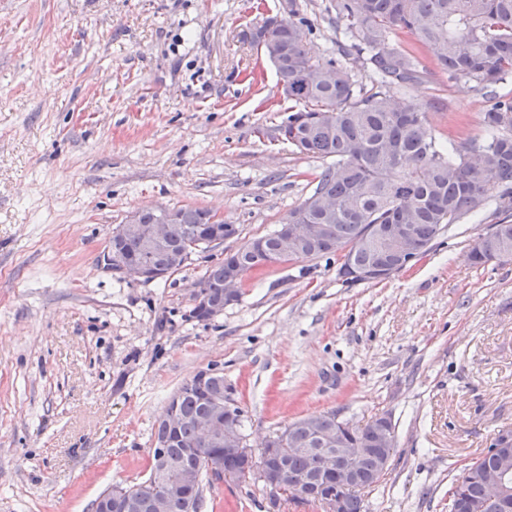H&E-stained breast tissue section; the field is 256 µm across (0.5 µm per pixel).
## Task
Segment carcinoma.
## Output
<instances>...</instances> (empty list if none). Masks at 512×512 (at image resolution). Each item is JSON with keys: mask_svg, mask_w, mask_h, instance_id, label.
Wrapping results in <instances>:
<instances>
[{"mask_svg": "<svg viewBox=\"0 0 512 512\" xmlns=\"http://www.w3.org/2000/svg\"><path fill=\"white\" fill-rule=\"evenodd\" d=\"M330 24L340 38L331 57L314 55L307 41L308 22L288 0V29L282 38L278 79L298 86L295 108L278 126L281 140L303 155L327 161L314 174L309 195L288 213L300 212L312 224H328L330 235L300 248L298 259L335 255L336 247H350L354 267H392L399 261L386 245L391 226L407 232L413 243L431 249L433 242L453 224L476 213L489 186L500 188L497 209L512 210V99L496 100L483 113V137L464 145L454 142L434 126L406 96V90L423 82L435 65L448 76L465 78L478 90L512 79V0H331ZM406 30L417 37L418 49H405L396 41ZM362 62L370 85L355 79L353 61ZM336 200V209L316 208L315 197ZM172 225L175 242H201L212 226L211 211L176 208ZM286 225L262 236L263 247L243 242L224 259L207 267L200 279L206 295L223 291L233 275L247 276L277 262ZM377 238L370 249L359 244L365 236ZM121 251L127 258L143 257L142 239L126 237ZM512 258V223L500 220L478 237L470 249L474 265ZM224 375L210 376L202 386L183 383L171 396L168 408L179 415L178 427L167 435L164 423L155 425V444H164L170 482L191 480L183 495L170 496L165 512H201L204 487L221 478L209 469L219 457L224 471L236 479L247 474L240 462L224 452V445L198 442L196 423L215 413V400H224ZM234 437L243 435L244 411L237 404L221 407ZM336 433V414L302 418L266 438L267 448H316L322 438ZM344 448H364L363 477L342 492L345 512H364L362 490L384 459L396 447L395 426L377 418L362 428L338 436ZM512 463V446L498 453L471 459L452 480L472 501L485 499L484 474ZM288 492L303 503L316 499L299 496L318 485L316 458L308 453L286 457Z\"/></svg>", "mask_w": 512, "mask_h": 512, "instance_id": "obj_1", "label": "carcinoma"}]
</instances>
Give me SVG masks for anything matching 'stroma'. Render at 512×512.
Returning a JSON list of instances; mask_svg holds the SVG:
<instances>
[{
	"mask_svg": "<svg viewBox=\"0 0 512 512\" xmlns=\"http://www.w3.org/2000/svg\"><path fill=\"white\" fill-rule=\"evenodd\" d=\"M330 0H297L308 42L336 39ZM253 0H0V512H94L146 478L151 433L199 370L224 373L250 446L312 415L386 416L396 451L367 512H448L463 466L512 429V261L476 268L486 207L411 267L346 285L336 261L246 277L239 301L188 319L206 268L273 231L322 159L277 127L289 103L245 41ZM460 139L512 96L433 71L408 90ZM199 206L241 228L165 281L105 269L129 212ZM214 512H322L256 477L206 492Z\"/></svg>",
	"mask_w": 512,
	"mask_h": 512,
	"instance_id": "obj_1",
	"label": "stroma"
}]
</instances>
